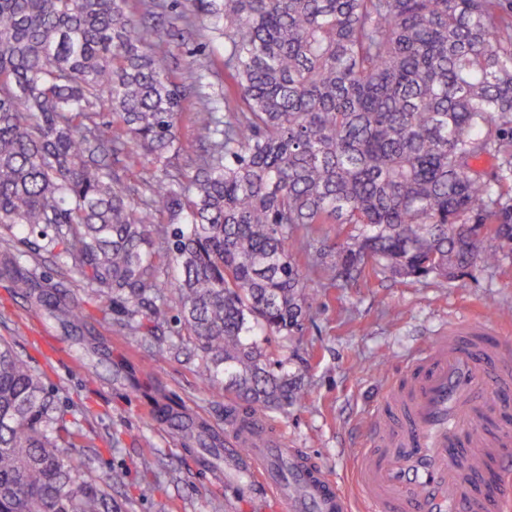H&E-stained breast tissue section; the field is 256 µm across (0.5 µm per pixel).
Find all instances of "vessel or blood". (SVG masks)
<instances>
[{"mask_svg":"<svg viewBox=\"0 0 512 512\" xmlns=\"http://www.w3.org/2000/svg\"><path fill=\"white\" fill-rule=\"evenodd\" d=\"M372 415L352 495L273 430L228 445L289 512H512V343L475 321L432 336Z\"/></svg>","mask_w":512,"mask_h":512,"instance_id":"obj_1","label":"vessel or blood"}]
</instances>
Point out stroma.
<instances>
[{
    "label": "stroma",
    "mask_w": 512,
    "mask_h": 512,
    "mask_svg": "<svg viewBox=\"0 0 512 512\" xmlns=\"http://www.w3.org/2000/svg\"><path fill=\"white\" fill-rule=\"evenodd\" d=\"M62 250L58 244L32 255L28 268L61 285L91 318L66 331L0 276V338L45 373L50 390L67 406L80 433L72 458L81 472L122 473L110 489L121 512H284L240 469L225 462L210 466L199 449L183 445L168 423L148 414L141 392L116 381V372L133 373L179 398L216 433L227 430L226 411L234 401L200 379L203 354L178 320L177 298H170L168 321L146 345L128 343L120 314L97 312ZM489 298L498 312L487 311ZM473 317L512 337V254L497 273L476 272L448 284L382 278L368 288L330 290L301 335L266 340L289 375L309 388L305 404L270 414V423L353 490L352 459L366 443L368 414L387 384L403 378L409 352L440 327ZM147 483L154 492L144 497L140 489Z\"/></svg>",
    "instance_id": "35a3bbf8"
}]
</instances>
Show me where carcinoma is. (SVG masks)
I'll use <instances>...</instances> for the list:
<instances>
[{"label": "carcinoma", "mask_w": 512, "mask_h": 512, "mask_svg": "<svg viewBox=\"0 0 512 512\" xmlns=\"http://www.w3.org/2000/svg\"><path fill=\"white\" fill-rule=\"evenodd\" d=\"M0 0V227L61 240L128 338L167 320V290L208 385L246 404L298 405L301 384L257 340L302 332L324 288L452 282L512 252V8L502 0ZM222 38L224 94L162 45ZM107 100L112 120L99 113ZM204 114L196 175L128 185L125 152L181 156ZM488 157L491 172L473 166ZM335 224L331 237L316 232ZM178 277L159 279L163 263ZM16 293L77 327L86 308L0 256ZM158 418L215 456L223 441L157 390ZM42 374L0 343V512H112V476L70 462ZM179 138L186 153L191 155L201 153L207 146L206 141L199 136L197 126L186 122L180 126Z\"/></svg>", "instance_id": "cac0c4a2"}]
</instances>
